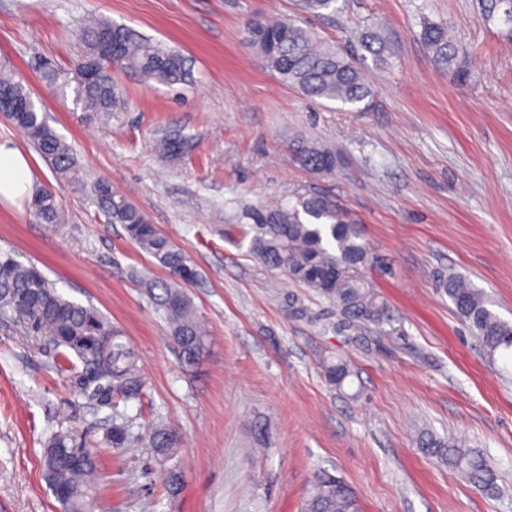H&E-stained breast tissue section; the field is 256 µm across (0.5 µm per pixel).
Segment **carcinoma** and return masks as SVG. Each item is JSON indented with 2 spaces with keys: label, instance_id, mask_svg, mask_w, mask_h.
<instances>
[{
  "label": "carcinoma",
  "instance_id": "1",
  "mask_svg": "<svg viewBox=\"0 0 512 512\" xmlns=\"http://www.w3.org/2000/svg\"><path fill=\"white\" fill-rule=\"evenodd\" d=\"M338 0H297L299 15L286 20H255L248 30L252 44L266 65L288 85L310 100L350 105L355 112L366 111L374 89L366 82L358 60L369 53L375 64H387L391 48L384 31L369 25L358 32L355 46L344 47L319 37L302 25L301 17H322L337 10ZM502 13L504 34L512 39V0H489L485 15L493 20ZM115 36L119 67L136 72L147 84L174 87L186 83L190 71L177 50L145 36L134 28L108 19H94L77 34L81 53L74 69L64 74L48 73L50 82L63 80L72 89L73 101L90 119L112 118L122 109L125 98L115 89L104 59V41ZM423 41L435 59L460 81L467 73L457 62L458 50L448 27L423 22ZM0 100L11 123L34 145L53 169L59 184L79 181L80 169L70 147L46 123L30 91L10 68L0 66ZM158 152L165 161L178 160L186 148L179 133L162 137ZM297 158L315 174L332 171L336 152L307 138L293 143ZM94 197L108 223L122 224L129 238L168 270L171 280L152 283L160 288V306L181 359L191 363L204 349L206 330L195 306L181 285L191 283L196 271L190 258L168 239L160 236L145 214L108 182L93 186ZM58 191L43 187L31 202L34 215L45 224L62 223ZM249 224L236 231L249 239V253L264 265L281 270L293 281L311 289L336 308V329L354 335L368 327L386 332L393 315L387 300L374 287L369 269L374 261L363 240L360 223L338 200L315 188H301L286 202L248 208ZM457 316L476 336L485 356L512 359V323L499 318L488 307L482 290L469 279L450 273L439 280ZM0 314L21 323L27 332L47 336L60 348L57 367L73 370V358L86 365L75 373L77 387L92 389L102 406L122 396L137 399L143 391L138 375V355L126 341L123 330L91 306L63 297L54 284L33 264L17 261L9 252L0 253ZM326 382L343 390L353 371L341 357L322 361ZM151 447L169 458L179 445L177 435L165 428L154 430ZM424 452L449 467L486 493L498 492V475L480 455L456 438L444 439L430 432L419 437ZM96 468L95 455L68 432L53 434L43 456L47 484L63 505L64 512H83ZM305 512H361L358 498L341 478L319 475L305 504Z\"/></svg>",
  "mask_w": 512,
  "mask_h": 512
}]
</instances>
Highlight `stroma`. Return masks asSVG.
Returning a JSON list of instances; mask_svg holds the SVG:
<instances>
[{"label":"stroma","mask_w":512,"mask_h":512,"mask_svg":"<svg viewBox=\"0 0 512 512\" xmlns=\"http://www.w3.org/2000/svg\"><path fill=\"white\" fill-rule=\"evenodd\" d=\"M294 11V0H0V62L84 177L59 193L61 224L36 220L29 201L0 202V251L122 327L145 385L141 400L99 406L58 370L48 338L0 318V512H64L42 472L44 444L61 429L97 451L95 512H302L324 470L354 488L362 512H512V372L483 356L438 286L465 275L512 322V41L480 0H344L312 19L315 32L344 44L378 22L393 50L388 68L362 61L375 95L368 111L351 112L284 84L248 41L251 20ZM90 15L178 49L189 82L172 90L113 70L123 111L85 120L43 65L73 68ZM425 19L455 34L467 80L435 61L420 36ZM176 131L189 148L167 163L155 143ZM300 136L335 149L331 173L297 162ZM100 180L196 268L185 290L210 337L193 363L178 356L158 290L131 276L145 268L165 282L167 270L107 223L85 187ZM303 187L359 218L379 261L372 280L397 317L392 334L321 331L334 307L225 235L246 223V207ZM292 298L310 319L290 316ZM328 354L350 363L351 386L326 383ZM116 423L131 435L126 447L107 441ZM161 427L180 439L169 461L148 444ZM426 429L483 453L502 493L487 496L428 457L418 444Z\"/></svg>","instance_id":"obj_1"}]
</instances>
